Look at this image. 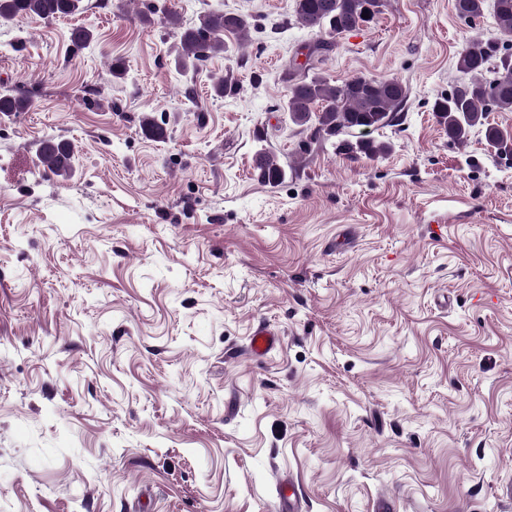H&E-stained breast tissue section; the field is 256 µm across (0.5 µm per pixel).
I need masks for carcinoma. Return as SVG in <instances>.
I'll list each match as a JSON object with an SVG mask.
<instances>
[{"label": "carcinoma", "instance_id": "obj_1", "mask_svg": "<svg viewBox=\"0 0 512 512\" xmlns=\"http://www.w3.org/2000/svg\"><path fill=\"white\" fill-rule=\"evenodd\" d=\"M381 0H294L296 19L303 27L325 31L330 40L307 46L312 59L336 47L335 38L369 24L379 13ZM82 0H0V21L16 17L52 21L76 14ZM456 15L473 22L490 12L500 40H473L456 61L461 74L459 85L448 95L437 99L432 108L438 122L448 131V139L463 145L471 130L485 128L489 146L498 153L512 156V131L486 123L491 111L512 112V0H455ZM369 18H362L363 11ZM232 32L245 40L250 23L243 15L210 13L199 24L180 33L178 69L196 68L209 57L225 52L223 32ZM94 38L91 29L79 26L70 32V42L76 49L86 47ZM408 89L388 77H356L333 84L310 69H296L289 81L285 110L290 121L299 127L312 129L311 139L329 141L342 135L359 134L354 142L339 141L347 153L373 157L383 153L386 146L368 138L371 132L387 126L396 109L404 103ZM35 107L32 97L0 93V115L11 116L29 112ZM141 129L154 140L166 138L167 129L153 116L145 115ZM73 147L64 140L47 138L39 147V163L44 174L66 176L73 170ZM263 181H278L284 171L274 155L265 153L258 160Z\"/></svg>", "mask_w": 512, "mask_h": 512}]
</instances>
